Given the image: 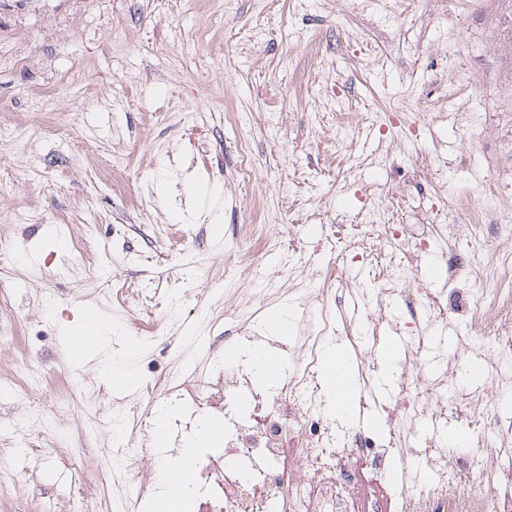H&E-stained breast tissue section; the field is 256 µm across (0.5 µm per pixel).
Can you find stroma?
Instances as JSON below:
<instances>
[{
  "instance_id": "35a3bbf8",
  "label": "stroma",
  "mask_w": 512,
  "mask_h": 512,
  "mask_svg": "<svg viewBox=\"0 0 512 512\" xmlns=\"http://www.w3.org/2000/svg\"><path fill=\"white\" fill-rule=\"evenodd\" d=\"M510 36L512 0H0V374L29 375L0 392V512H147L119 495L132 474L113 434L125 426L155 480L161 457L134 434L153 433L186 370L204 386L235 368L236 307L301 366L298 329L278 339L266 320L328 319L355 374L350 431L412 440L398 376L417 359L455 387L448 423L495 434L497 396L474 405L451 356L477 357L471 309L494 300L469 271L443 288L421 271L478 247L456 198L493 185L485 221L512 229ZM399 246L462 328L453 350L379 294L365 255ZM90 313L135 354L136 391H113L101 353L69 357L61 338ZM378 315L407 340L384 391L382 360L365 365L345 335Z\"/></svg>"
}]
</instances>
